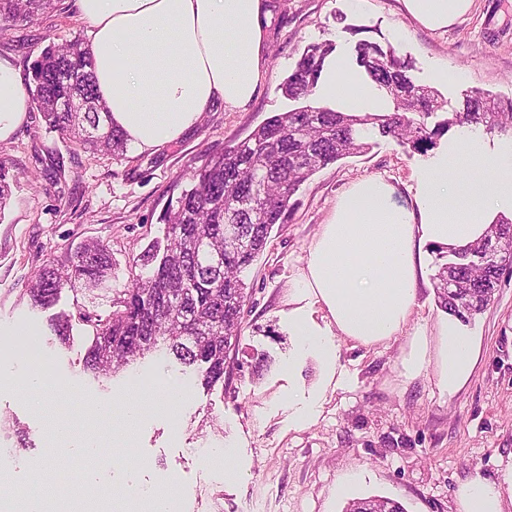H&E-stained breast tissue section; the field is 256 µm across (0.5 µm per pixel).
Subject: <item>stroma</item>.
Segmentation results:
<instances>
[{
  "instance_id": "obj_1",
  "label": "stroma",
  "mask_w": 512,
  "mask_h": 512,
  "mask_svg": "<svg viewBox=\"0 0 512 512\" xmlns=\"http://www.w3.org/2000/svg\"><path fill=\"white\" fill-rule=\"evenodd\" d=\"M276 3L268 73L253 99L234 111L213 106L176 142L120 158L92 152L48 131L33 108L0 141V171L10 186L0 209V462L9 476L1 494L20 487L60 493L70 473L115 487L112 498L99 502L101 512H147V498L160 492L175 494L180 512H345L351 499L373 495L397 499L407 512H458L456 492L473 471L499 482L512 464V275L465 324L480 354L464 388L443 391L432 364L414 378L403 375L411 335L435 340L447 317L435 295L446 249L430 248L401 336L370 347L340 339L345 376L310 419H297L295 410L306 402L313 369L304 371L296 390L288 388L285 366L294 347L288 291L337 197L353 181L379 175L408 198L417 173L447 150L449 137L421 153L403 139L370 132L365 153L303 184L290 222L274 227L245 274L250 297L236 362L223 385L203 388L197 366L163 350L95 377L83 370L91 328L75 322L67 349L51 331L55 313L108 315L116 291L138 273L134 258L162 237L159 218L193 173L269 117L297 108L280 85L308 45L327 42L350 59L362 39L393 46L410 61L413 83L442 101L426 119L431 127L447 120L465 95L512 97V0H476L444 33L407 19L399 0H365L357 12L348 0ZM86 35L75 0H51L37 21L0 34V56L27 84L49 43ZM442 71L450 82L439 79ZM85 239L112 252L109 289L67 290L52 309L32 308L25 288L35 272ZM35 362L51 382L40 412L18 389ZM173 383L185 389L174 404L163 396ZM133 394L143 398L146 413L122 452V466L113 467L106 459L124 401ZM63 418L70 433L59 439L53 424ZM90 432L100 450L87 457L77 446ZM212 445L225 450V459L203 458L202 449Z\"/></svg>"
}]
</instances>
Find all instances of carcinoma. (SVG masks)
I'll list each match as a JSON object with an SVG mask.
<instances>
[{"label":"carcinoma","instance_id":"cac0c4a2","mask_svg":"<svg viewBox=\"0 0 512 512\" xmlns=\"http://www.w3.org/2000/svg\"><path fill=\"white\" fill-rule=\"evenodd\" d=\"M49 5L50 0H0V25L32 23ZM355 51V63L390 99L392 111L340 112L306 105L278 113L201 169L195 184L182 190L160 217L166 244L134 260L140 274L116 292L113 310L105 317L79 313L93 336L84 369L108 375L164 344L182 363L204 366L206 387L224 384L243 330L245 271L266 249L273 227L288 223L300 187L320 169L365 151L362 128L370 125L419 150L452 126L482 125L489 133L512 130V97L478 92L466 96L446 123L428 128L424 117L441 102L432 91L412 92L409 62L393 47L369 40L358 41ZM332 52L327 43L307 46L282 83L283 94L294 100L313 96ZM32 81L29 97L50 131L93 151L124 152L123 134L99 104L91 54L83 41L47 45L33 66ZM58 101L67 102L70 111L57 109ZM208 246L224 252L220 273L208 265ZM112 266L109 247L83 242L38 270L27 289L31 305L49 308L63 290L79 284L103 288ZM506 274H512V220L499 216L482 242L454 251L439 268L437 302L466 322L486 308ZM52 327L59 342L69 345L70 316L56 317ZM348 508L406 512L400 502L382 496L355 499Z\"/></svg>","mask_w":512,"mask_h":512}]
</instances>
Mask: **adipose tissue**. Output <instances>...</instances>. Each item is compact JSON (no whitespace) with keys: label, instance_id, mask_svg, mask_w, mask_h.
<instances>
[{"label":"adipose tissue","instance_id":"ef3b65f1","mask_svg":"<svg viewBox=\"0 0 512 512\" xmlns=\"http://www.w3.org/2000/svg\"><path fill=\"white\" fill-rule=\"evenodd\" d=\"M407 18L445 31L475 0H401ZM88 25L100 101L130 149L152 152L177 141L212 105L245 106L268 72L270 0H76ZM316 96L341 112H383L389 102L361 69L328 59ZM11 62L0 58V140L27 110ZM460 178L439 166L418 177L413 198L399 200L380 176L353 182L312 239L288 296L295 346L289 374L308 362L319 370L308 394L317 407L343 371L339 339L382 344L403 332L416 305L427 247L459 249L480 240L498 215L512 213L504 160L482 161ZM480 347L456 321L439 335V384L448 393L470 378ZM500 485L474 472L457 492L460 512H504Z\"/></svg>","mask_w":512,"mask_h":512}]
</instances>
